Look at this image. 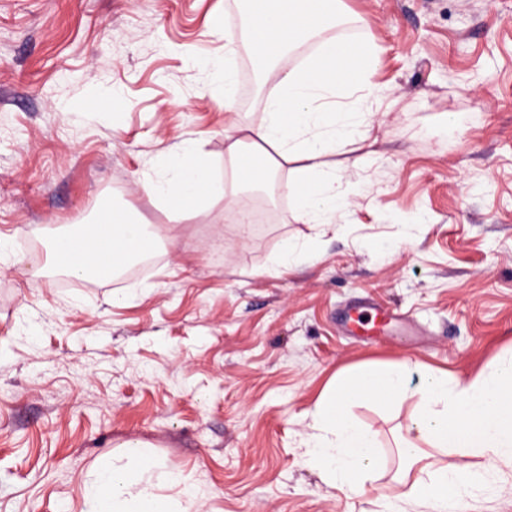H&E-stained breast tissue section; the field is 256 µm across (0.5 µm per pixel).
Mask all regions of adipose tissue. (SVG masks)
I'll use <instances>...</instances> for the list:
<instances>
[{
  "mask_svg": "<svg viewBox=\"0 0 512 512\" xmlns=\"http://www.w3.org/2000/svg\"><path fill=\"white\" fill-rule=\"evenodd\" d=\"M251 18L245 39L257 61L275 65L292 48L318 45L316 56L298 71H283L258 122L245 124L231 117L224 127L233 161L261 155L260 165L243 177L247 186H272L280 170L288 172V191L296 214L306 224L330 226L345 202V163L335 155L354 140L356 128L369 110L354 101L345 112L326 111L322 103L342 97L365 82L377 54L372 44H347L327 31L341 20V0H250ZM147 192L160 197L172 220L201 207L223 202L233 209L236 189L218 184L194 143L168 150L156 181ZM160 231L146 230L127 214L103 200L95 219L74 233L56 234L50 241L54 267L84 278L89 271L116 270L134 258L154 252ZM418 402L408 429L418 444H405L400 455L415 477L408 493L447 512L449 498L474 487L486 474L512 466V358L473 379L448 378L405 363L393 368H362L339 378L312 410L314 432L306 443V463L324 480L360 493L376 473L378 443L372 432L349 412L357 401ZM456 448L480 460V470L435 466L425 447ZM128 461L102 465L86 486L88 512H178L179 502L157 491L152 482L156 461L141 444H128Z\"/></svg>",
  "mask_w": 512,
  "mask_h": 512,
  "instance_id": "1",
  "label": "adipose tissue"
}]
</instances>
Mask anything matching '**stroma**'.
Segmentation results:
<instances>
[{
	"mask_svg": "<svg viewBox=\"0 0 512 512\" xmlns=\"http://www.w3.org/2000/svg\"><path fill=\"white\" fill-rule=\"evenodd\" d=\"M344 4L334 34L379 62L332 229L296 219L283 172L178 224L144 188L185 139L235 185L207 63L245 0H0V512H86L129 442L179 475L183 512H432L396 480L413 401L352 406L383 451L362 495L307 467L304 441L339 372L409 359L472 378L512 356V0ZM230 46L257 121L276 77ZM90 92L119 105L81 111ZM102 195L168 231L151 271L29 287L38 248ZM287 241L307 256L275 269ZM359 300L401 315L379 342L340 321ZM448 512H512V468Z\"/></svg>",
	"mask_w": 512,
	"mask_h": 512,
	"instance_id": "stroma-1",
	"label": "stroma"
}]
</instances>
